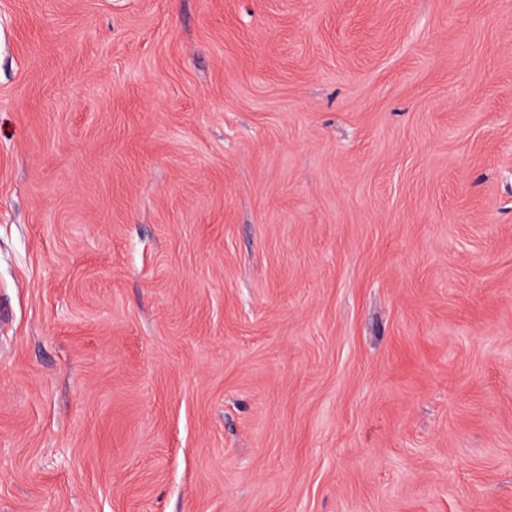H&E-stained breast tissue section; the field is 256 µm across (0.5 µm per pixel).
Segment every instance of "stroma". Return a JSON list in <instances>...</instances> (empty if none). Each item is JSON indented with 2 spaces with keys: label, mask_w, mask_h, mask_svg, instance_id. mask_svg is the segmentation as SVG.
Masks as SVG:
<instances>
[{
  "label": "stroma",
  "mask_w": 512,
  "mask_h": 512,
  "mask_svg": "<svg viewBox=\"0 0 512 512\" xmlns=\"http://www.w3.org/2000/svg\"><path fill=\"white\" fill-rule=\"evenodd\" d=\"M0 512H512V0H0Z\"/></svg>",
  "instance_id": "obj_1"
}]
</instances>
